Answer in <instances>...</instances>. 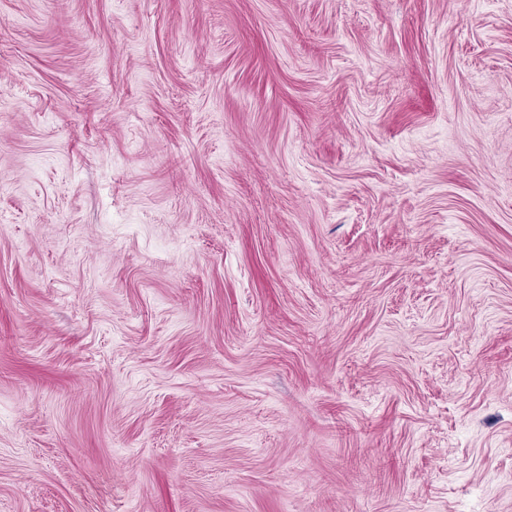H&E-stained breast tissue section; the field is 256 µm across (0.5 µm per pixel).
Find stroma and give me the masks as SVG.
<instances>
[{
	"label": "stroma",
	"mask_w": 512,
	"mask_h": 512,
	"mask_svg": "<svg viewBox=\"0 0 512 512\" xmlns=\"http://www.w3.org/2000/svg\"><path fill=\"white\" fill-rule=\"evenodd\" d=\"M0 512H512V0H0Z\"/></svg>",
	"instance_id": "stroma-1"
}]
</instances>
